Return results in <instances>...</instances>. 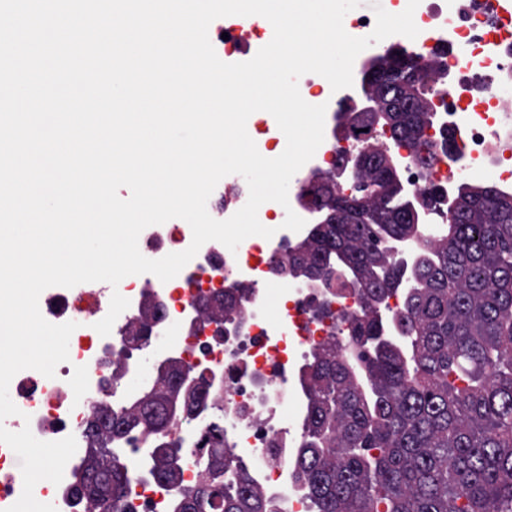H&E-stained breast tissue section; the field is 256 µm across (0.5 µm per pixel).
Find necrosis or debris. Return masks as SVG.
I'll return each mask as SVG.
<instances>
[{"label":"necrosis or debris","instance_id":"necrosis-or-debris-1","mask_svg":"<svg viewBox=\"0 0 512 512\" xmlns=\"http://www.w3.org/2000/svg\"><path fill=\"white\" fill-rule=\"evenodd\" d=\"M493 2L420 0L414 12L419 34L408 46L440 75L433 94L449 109L448 127L456 134L460 155L456 162L435 156L425 169L405 155V176L416 189L460 178L482 181L491 174L512 184V20L498 19ZM298 87L309 104L326 105V121L337 123L348 90L332 91L329 82L314 73L300 77ZM373 142L368 132L351 129L337 138L325 131L314 157L291 179L288 198L293 211L305 219L310 216L298 201L310 172L334 173L338 162ZM281 211L272 201L258 210L260 223L273 229L272 238H246L234 252L219 242H207L168 282L142 274L116 287L89 282L42 292L39 304L48 322L77 324L69 340V359L51 378L32 369L15 375L9 390L20 413L4 425L14 432L30 427L42 441L74 436L77 451L60 484L42 480L35 485L37 501L53 505L56 512H82L73 475L84 459L94 403L133 397L156 386L154 370L128 336L131 324L142 320L152 329L153 355L181 358L205 401L192 413L172 418L164 435L136 433L126 452L132 468L128 501L134 512H173L172 488L159 486L152 474L151 452L159 438L181 444L179 485L186 489L208 473L210 453L203 441L217 426L224 429L225 453L248 463L253 486L276 512H311L294 468L310 408L302 369L323 347H346L344 333L359 311V300L337 278L328 284L289 279L285 246L297 234L280 228ZM191 241L189 225L163 223L141 236L139 248L159 259L184 251ZM222 280L240 286L236 311L227 319L208 309ZM116 291L130 305L103 337L94 325L107 314ZM320 303L328 304L330 316H315L313 307ZM195 319L201 324L196 331L191 328Z\"/></svg>","mask_w":512,"mask_h":512}]
</instances>
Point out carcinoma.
Segmentation results:
<instances>
[{"label":"carcinoma","mask_w":512,"mask_h":512,"mask_svg":"<svg viewBox=\"0 0 512 512\" xmlns=\"http://www.w3.org/2000/svg\"><path fill=\"white\" fill-rule=\"evenodd\" d=\"M362 78L389 108L391 141L428 166L426 97L438 75L399 43ZM438 130L440 153L454 155L455 133ZM387 151H368L362 188L350 196L326 182L314 187L333 222L288 244L289 269L328 280L332 269L343 272L361 306L349 348H324L302 371L311 407L298 475L313 512H512V188L461 183L454 221L404 268L385 242L412 240L422 225L391 180ZM444 195L435 185L423 191L422 212ZM392 295L403 307L381 320ZM163 425L135 400L99 407L74 473L87 512H128L131 472L113 466L110 444ZM211 457L209 477L187 489L181 512H213V495L223 512H274L241 461L215 449ZM154 468L158 482L178 481L166 460Z\"/></svg>","instance_id":"1"}]
</instances>
